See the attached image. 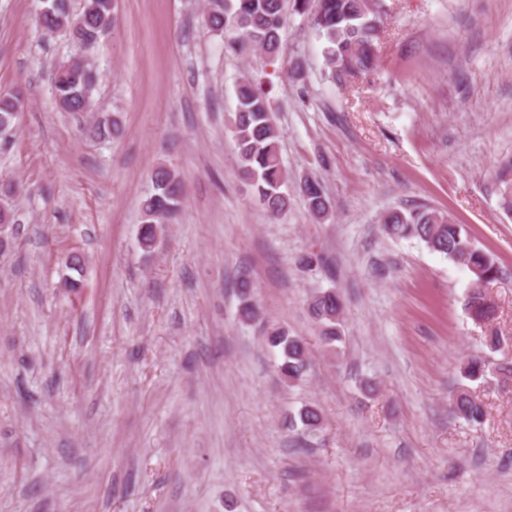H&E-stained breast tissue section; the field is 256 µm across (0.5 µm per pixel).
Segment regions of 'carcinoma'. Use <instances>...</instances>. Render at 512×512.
Here are the masks:
<instances>
[{"label": "carcinoma", "instance_id": "carcinoma-1", "mask_svg": "<svg viewBox=\"0 0 512 512\" xmlns=\"http://www.w3.org/2000/svg\"><path fill=\"white\" fill-rule=\"evenodd\" d=\"M288 0H205L202 23L216 35L227 38L228 46L239 53H257L268 59L281 51V31L286 22ZM375 0H294L296 12L308 16L318 38L324 41V58L331 78L339 83L377 66L382 28V10L375 9ZM89 11L75 14L69 0H42L37 20L42 29L50 30L65 22L68 35L84 47L94 46L114 26L113 0H87ZM94 78L76 67L72 72L56 68L54 87L56 98L66 104V112L87 111ZM237 109L232 132L237 146V166L254 201L277 220L290 208L288 173L280 154V134L269 102L255 82L244 77L235 88ZM21 108L19 94L0 97V128L14 126ZM154 192L142 202V224L139 246L149 253L162 235L167 217L178 210L183 200V188L175 170L166 165L152 173ZM309 212L317 218L327 217L332 205L321 181L305 178L298 186ZM379 231L390 238L418 239L427 248L454 263L466 267L472 279L469 286L467 312L474 321L490 320L495 305L486 295L487 284L499 278L501 270L495 260L478 248L464 226L447 212L428 206L407 209L393 208L384 213ZM240 298V318H257L255 289L251 281L242 278L237 283ZM309 311L317 325L321 342L332 347L341 340L343 301L336 289L315 293L309 298ZM266 344L279 351L281 361L277 371L288 383L302 379L309 366L307 342L291 336L278 326L264 328ZM492 352L503 353L498 364L501 375L512 377V357L505 353L503 337L492 333L485 337ZM488 363L484 355H470L462 362V375L476 381L486 376ZM455 412L473 424L482 423L485 407L468 390L453 396ZM298 418L305 432L314 434L322 428V417L316 408H304Z\"/></svg>", "mask_w": 512, "mask_h": 512}]
</instances>
